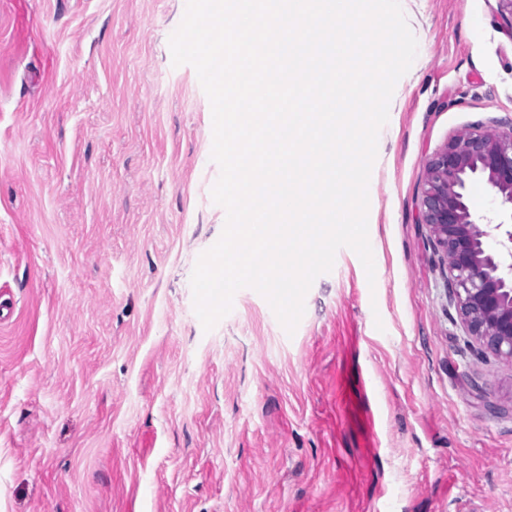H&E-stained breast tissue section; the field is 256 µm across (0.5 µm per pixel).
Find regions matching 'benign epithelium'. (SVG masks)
Listing matches in <instances>:
<instances>
[{"mask_svg": "<svg viewBox=\"0 0 512 512\" xmlns=\"http://www.w3.org/2000/svg\"><path fill=\"white\" fill-rule=\"evenodd\" d=\"M483 178L512 205V129L465 133L431 160L423 199L425 223L446 258L452 297L477 343L512 362V247L487 250L467 199L470 181Z\"/></svg>", "mask_w": 512, "mask_h": 512, "instance_id": "1", "label": "benign epithelium"}]
</instances>
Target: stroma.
<instances>
[{
  "label": "stroma",
  "instance_id": "1",
  "mask_svg": "<svg viewBox=\"0 0 512 512\" xmlns=\"http://www.w3.org/2000/svg\"><path fill=\"white\" fill-rule=\"evenodd\" d=\"M417 55L351 248L287 332L220 238L186 0H0V512H512V364L467 336L422 199L452 138L512 128L500 0H401Z\"/></svg>",
  "mask_w": 512,
  "mask_h": 512
}]
</instances>
